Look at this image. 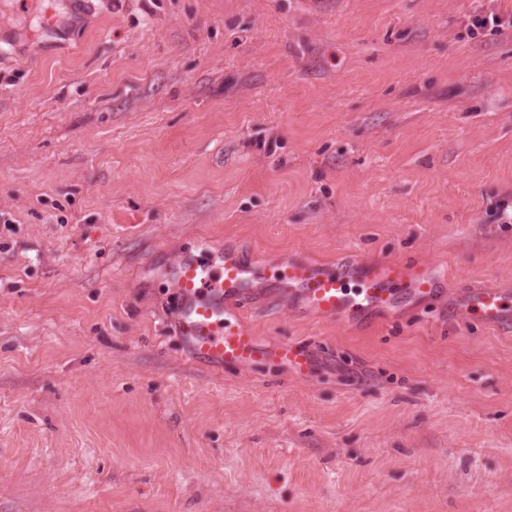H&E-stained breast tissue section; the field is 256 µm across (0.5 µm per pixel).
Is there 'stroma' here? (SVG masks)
Listing matches in <instances>:
<instances>
[{
  "label": "stroma",
  "instance_id": "obj_1",
  "mask_svg": "<svg viewBox=\"0 0 512 512\" xmlns=\"http://www.w3.org/2000/svg\"><path fill=\"white\" fill-rule=\"evenodd\" d=\"M476 0H0V512H512V30ZM416 261L312 367L214 371L161 269L198 243ZM507 16V18H506ZM468 27L472 34L488 27L495 32L502 33L505 29H512V14L504 15L495 10L493 4L481 6L468 17ZM511 296L497 290L485 289L470 294L465 311L478 313L485 323L496 324L511 307Z\"/></svg>",
  "mask_w": 512,
  "mask_h": 512
}]
</instances>
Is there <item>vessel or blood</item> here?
Returning <instances> with one entry per match:
<instances>
[{
	"instance_id": "obj_1",
	"label": "vessel or blood",
	"mask_w": 512,
	"mask_h": 512,
	"mask_svg": "<svg viewBox=\"0 0 512 512\" xmlns=\"http://www.w3.org/2000/svg\"><path fill=\"white\" fill-rule=\"evenodd\" d=\"M163 276L179 300L177 335L196 363L217 371L267 362L287 364L299 372L310 367L303 349L288 342L267 349L243 324L258 281L278 283L296 294L305 309L342 324L367 309L391 306L397 291L428 295L435 287L431 273L417 264L382 260L364 266L356 259L320 264L285 253L259 265L210 249L200 256L182 254ZM353 282L358 291L350 290ZM511 308L512 296L492 289L472 292L465 306L467 313L479 314L489 324L498 323Z\"/></svg>"
}]
</instances>
